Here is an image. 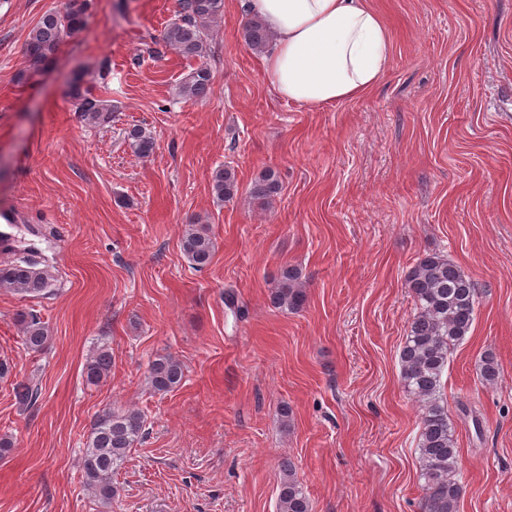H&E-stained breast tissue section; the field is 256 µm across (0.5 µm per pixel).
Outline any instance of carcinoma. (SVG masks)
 Returning <instances> with one entry per match:
<instances>
[{
  "instance_id": "1",
  "label": "carcinoma",
  "mask_w": 512,
  "mask_h": 512,
  "mask_svg": "<svg viewBox=\"0 0 512 512\" xmlns=\"http://www.w3.org/2000/svg\"><path fill=\"white\" fill-rule=\"evenodd\" d=\"M89 0H62L61 7L42 16L31 29L26 54L30 71L36 73L52 62L63 41L87 30ZM223 0H179L177 19L161 34L164 45L187 58H202L211 23L221 17ZM245 42L254 50H263L269 34L258 20L247 22ZM211 84L210 70L201 65L183 81L180 92L191 100L204 98ZM97 86L82 77L72 80L68 95L76 111L95 123L112 118V104L95 94ZM134 151L142 158L153 154L156 141L151 132L135 127L127 133ZM213 189L219 199H229L237 191L235 174L220 169L214 176ZM281 185L272 170L263 172L253 183L251 197L265 203L280 194ZM181 250L192 265L206 267L214 243L202 224H193L181 238ZM53 278L39 262L27 256L0 267V290L31 297L50 293ZM406 287L412 294L416 312L408 321L406 336L399 353L404 387L419 403L421 433L418 442L420 479L424 480L422 512H459L464 487L458 473V448L449 423L448 409L442 404V374L451 350L467 336L473 322L477 288L465 271L436 253L421 257L409 272ZM272 303L281 309L298 312L306 303V289L301 274L285 267L271 290ZM22 340L32 352L45 349L51 341L49 327L34 314L19 315ZM112 371V353L101 349L85 366L86 382L98 385ZM500 370L488 354L482 364V378L493 384ZM183 364L169 354L157 356L150 365L148 383L153 391L168 393L181 386ZM145 432L143 414L135 409L108 408L93 423L87 446L81 457L86 487L95 498L112 503L117 489L112 476L127 461L135 443ZM279 512H310L309 499L293 473L291 462L284 464V478L279 492Z\"/></svg>"
}]
</instances>
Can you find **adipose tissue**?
<instances>
[{
    "label": "adipose tissue",
    "instance_id": "adipose-tissue-1",
    "mask_svg": "<svg viewBox=\"0 0 512 512\" xmlns=\"http://www.w3.org/2000/svg\"><path fill=\"white\" fill-rule=\"evenodd\" d=\"M273 36L261 64L281 98L308 107L353 100L382 78L388 28L366 0H241Z\"/></svg>",
    "mask_w": 512,
    "mask_h": 512
}]
</instances>
